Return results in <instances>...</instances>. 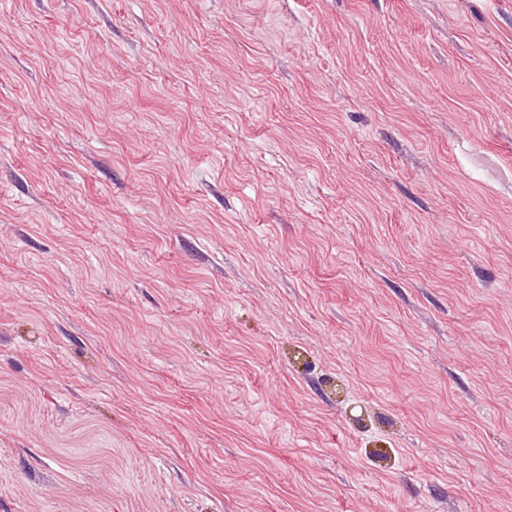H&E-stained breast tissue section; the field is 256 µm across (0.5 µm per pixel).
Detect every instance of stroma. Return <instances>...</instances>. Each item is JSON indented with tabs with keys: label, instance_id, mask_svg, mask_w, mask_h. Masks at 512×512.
<instances>
[{
	"label": "stroma",
	"instance_id": "obj_1",
	"mask_svg": "<svg viewBox=\"0 0 512 512\" xmlns=\"http://www.w3.org/2000/svg\"><path fill=\"white\" fill-rule=\"evenodd\" d=\"M0 512H512V0H0Z\"/></svg>",
	"mask_w": 512,
	"mask_h": 512
}]
</instances>
